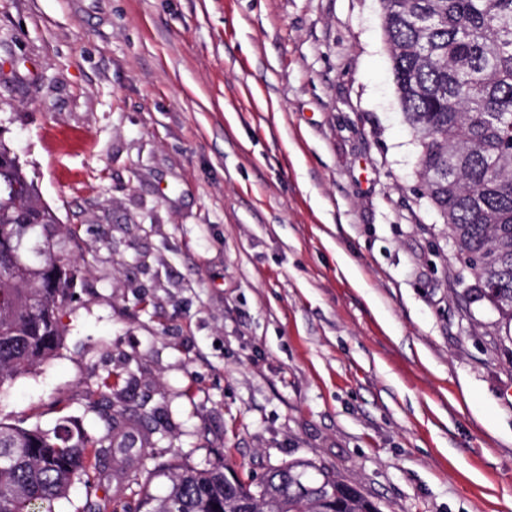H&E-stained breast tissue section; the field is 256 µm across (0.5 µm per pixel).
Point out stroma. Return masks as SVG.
I'll list each match as a JSON object with an SVG mask.
<instances>
[{
  "mask_svg": "<svg viewBox=\"0 0 512 512\" xmlns=\"http://www.w3.org/2000/svg\"><path fill=\"white\" fill-rule=\"evenodd\" d=\"M0 139L80 269L1 416L153 411L100 468L131 506L157 462L305 459L382 512H512V339L417 175L379 0H0Z\"/></svg>",
  "mask_w": 512,
  "mask_h": 512,
  "instance_id": "1",
  "label": "stroma"
}]
</instances>
